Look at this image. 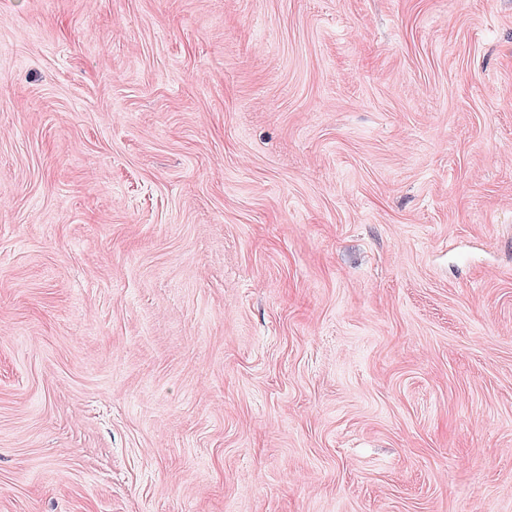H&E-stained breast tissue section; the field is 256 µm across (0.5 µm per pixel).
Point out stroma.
Returning a JSON list of instances; mask_svg holds the SVG:
<instances>
[{"instance_id":"35a3bbf8","label":"stroma","mask_w":512,"mask_h":512,"mask_svg":"<svg viewBox=\"0 0 512 512\" xmlns=\"http://www.w3.org/2000/svg\"><path fill=\"white\" fill-rule=\"evenodd\" d=\"M0 512H512V0H0Z\"/></svg>"}]
</instances>
